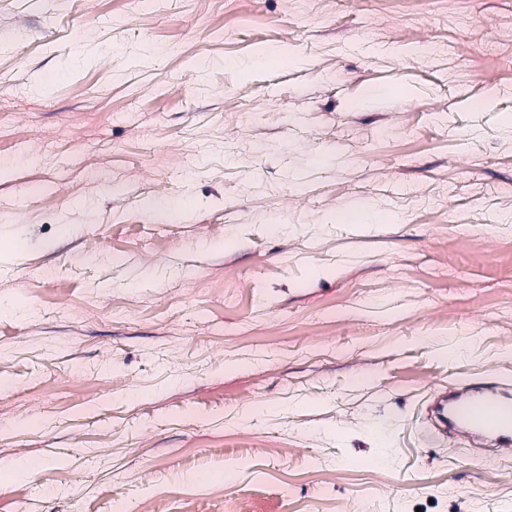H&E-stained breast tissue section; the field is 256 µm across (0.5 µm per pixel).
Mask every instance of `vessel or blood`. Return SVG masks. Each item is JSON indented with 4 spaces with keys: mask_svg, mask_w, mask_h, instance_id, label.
I'll return each mask as SVG.
<instances>
[{
    "mask_svg": "<svg viewBox=\"0 0 512 512\" xmlns=\"http://www.w3.org/2000/svg\"><path fill=\"white\" fill-rule=\"evenodd\" d=\"M432 412L439 426L470 438H489L512 452V395L496 387L463 385L435 395Z\"/></svg>",
    "mask_w": 512,
    "mask_h": 512,
    "instance_id": "1",
    "label": "vessel or blood"
}]
</instances>
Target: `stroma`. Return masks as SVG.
<instances>
[{"label": "stroma", "instance_id": "obj_1", "mask_svg": "<svg viewBox=\"0 0 512 512\" xmlns=\"http://www.w3.org/2000/svg\"><path fill=\"white\" fill-rule=\"evenodd\" d=\"M487 67L512 0H0V512H512L422 419L512 383Z\"/></svg>", "mask_w": 512, "mask_h": 512}]
</instances>
